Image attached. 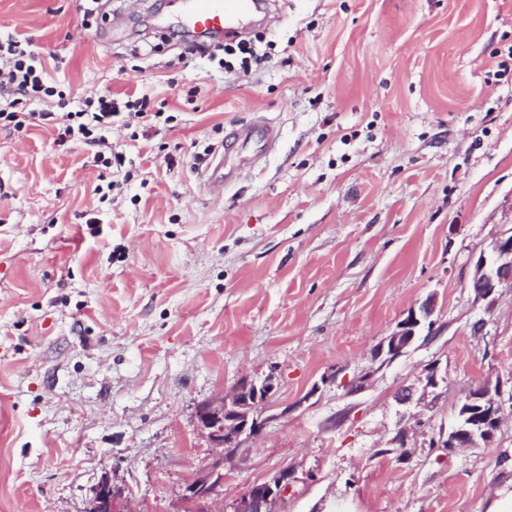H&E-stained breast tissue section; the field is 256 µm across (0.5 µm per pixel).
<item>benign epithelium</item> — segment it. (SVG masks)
<instances>
[{
  "instance_id": "7a95c632",
  "label": "benign epithelium",
  "mask_w": 512,
  "mask_h": 512,
  "mask_svg": "<svg viewBox=\"0 0 512 512\" xmlns=\"http://www.w3.org/2000/svg\"><path fill=\"white\" fill-rule=\"evenodd\" d=\"M470 284L475 298L487 300L499 288L512 285V230L497 237L488 253L475 264ZM435 299L427 298L412 309L396 329L379 344L375 357L388 363L404 353L417 339L423 325L433 327L431 317ZM274 391L272 380H243L229 395H219L201 404L196 411L197 427L213 448H239L258 435L264 421L255 417L258 406L265 404ZM502 386H483L465 398L457 408V424L448 433L445 445L450 448H475L493 441L500 426ZM224 486V454L210 462L182 488V509L212 512L211 504L221 496ZM288 492V471L283 470L269 482L252 485L237 501L234 512H269L270 507ZM132 489L112 469L102 470L99 478L85 489L83 512H133Z\"/></svg>"
}]
</instances>
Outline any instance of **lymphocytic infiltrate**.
<instances>
[{
	"mask_svg": "<svg viewBox=\"0 0 512 512\" xmlns=\"http://www.w3.org/2000/svg\"><path fill=\"white\" fill-rule=\"evenodd\" d=\"M185 51L217 60L224 70L249 71L251 65L267 62L268 52L259 51L254 41L240 40L214 47L202 42H190ZM55 101L63 108L62 116L54 111L40 113L28 110L31 102ZM117 109L110 96L86 98L80 109L73 110L63 90L50 79L40 56L30 48L28 40L16 35L0 36V122L22 130L34 120L58 122L57 142L79 141L97 147L102 143L101 129L110 124Z\"/></svg>",
	"mask_w": 512,
	"mask_h": 512,
	"instance_id": "f902f5d3",
	"label": "lymphocytic infiltrate"
}]
</instances>
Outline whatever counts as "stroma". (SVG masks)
Instances as JSON below:
<instances>
[{"mask_svg":"<svg viewBox=\"0 0 512 512\" xmlns=\"http://www.w3.org/2000/svg\"><path fill=\"white\" fill-rule=\"evenodd\" d=\"M0 0L71 101L146 95L94 148L0 128V512H80L107 466L134 512H177L215 450L198 406L272 379L224 463L222 512L288 471L274 512H512V403L494 442L445 448L456 405L512 388V288L468 287L512 229V0H276L245 76L181 59L170 0ZM280 130L259 161L203 152ZM435 297L430 336L376 345ZM482 333H474L476 322ZM437 367V399L401 390ZM124 107L129 111L127 112L130 117L137 119V125L142 127V136H149V131L154 127V119L161 116L163 112H146L147 102L144 98H136L134 100H127ZM278 137V131L269 125L260 128H242L231 134L227 149L238 151L243 146L253 143L258 146L255 158L259 154L271 151L275 147Z\"/></svg>","mask_w":512,"mask_h":512,"instance_id":"35a3bbf8","label":"stroma"}]
</instances>
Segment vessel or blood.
Instances as JSON below:
<instances>
[{
    "label": "vessel or blood",
    "instance_id": "obj_1",
    "mask_svg": "<svg viewBox=\"0 0 512 512\" xmlns=\"http://www.w3.org/2000/svg\"><path fill=\"white\" fill-rule=\"evenodd\" d=\"M264 3L265 0H186L177 22L197 32L232 38L245 29ZM278 137V131L268 125L242 128L231 134L227 147L236 151L252 143L264 154L275 147Z\"/></svg>",
    "mask_w": 512,
    "mask_h": 512
}]
</instances>
